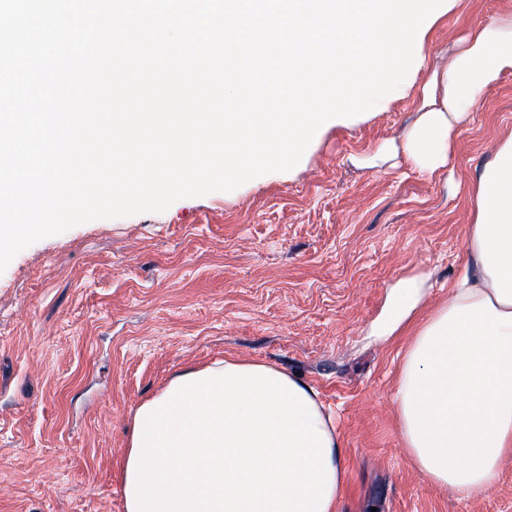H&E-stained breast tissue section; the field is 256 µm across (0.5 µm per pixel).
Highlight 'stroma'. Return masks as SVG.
<instances>
[{
    "label": "stroma",
    "mask_w": 512,
    "mask_h": 512,
    "mask_svg": "<svg viewBox=\"0 0 512 512\" xmlns=\"http://www.w3.org/2000/svg\"><path fill=\"white\" fill-rule=\"evenodd\" d=\"M505 14L512 0H460L428 30L418 81ZM421 104L415 89L392 97L366 122L327 129L289 171L16 255L0 273V512H124L135 409L180 369L228 356L297 375L333 413L340 512H512V455L479 500L414 468L392 401L405 343L367 334L396 280L427 274L438 298L467 265L475 179L512 134V72L470 108L439 174L400 156L359 164L400 142Z\"/></svg>",
    "instance_id": "1"
}]
</instances>
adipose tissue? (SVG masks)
<instances>
[{
	"label": "adipose tissue",
	"mask_w": 512,
	"mask_h": 512,
	"mask_svg": "<svg viewBox=\"0 0 512 512\" xmlns=\"http://www.w3.org/2000/svg\"><path fill=\"white\" fill-rule=\"evenodd\" d=\"M512 72V15L470 30L422 86L401 149L444 169L470 106ZM470 261L432 302L428 278L399 279L371 335L404 331L393 403L402 445L431 483L484 497L512 453V135L477 176ZM333 415L294 375L241 358L187 367L141 403L119 480L125 512H339L346 467Z\"/></svg>",
	"instance_id": "adipose-tissue-1"
}]
</instances>
